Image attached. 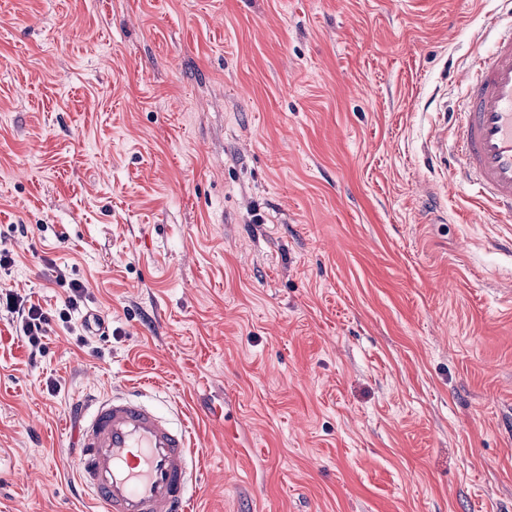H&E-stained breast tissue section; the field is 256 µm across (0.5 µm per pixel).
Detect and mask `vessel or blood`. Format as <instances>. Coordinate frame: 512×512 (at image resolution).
Instances as JSON below:
<instances>
[{
    "instance_id": "vessel-or-blood-1",
    "label": "vessel or blood",
    "mask_w": 512,
    "mask_h": 512,
    "mask_svg": "<svg viewBox=\"0 0 512 512\" xmlns=\"http://www.w3.org/2000/svg\"><path fill=\"white\" fill-rule=\"evenodd\" d=\"M453 158L462 181L512 218V29L476 52L465 73ZM186 425L133 394L85 409L76 429L75 476L99 512H188L200 459Z\"/></svg>"
}]
</instances>
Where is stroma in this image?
Masks as SVG:
<instances>
[{"mask_svg": "<svg viewBox=\"0 0 512 512\" xmlns=\"http://www.w3.org/2000/svg\"><path fill=\"white\" fill-rule=\"evenodd\" d=\"M512 0H0V512L81 405L185 414L192 512H512V220L444 166ZM109 339L69 333L54 269ZM56 381L48 391L47 381ZM68 288L70 290V295L66 298L64 302L65 308L61 309L59 317L64 323L71 324L72 312L77 310L83 300H86L87 288L83 283L77 280H70L68 282ZM5 295V296H4ZM2 308L7 315L16 318L19 330L27 338L30 348V357L33 360L37 355H43L45 344L42 342L47 335L49 319L48 314L39 304L23 297L12 290L0 293V313Z\"/></svg>", "mask_w": 512, "mask_h": 512, "instance_id": "1", "label": "stroma"}]
</instances>
